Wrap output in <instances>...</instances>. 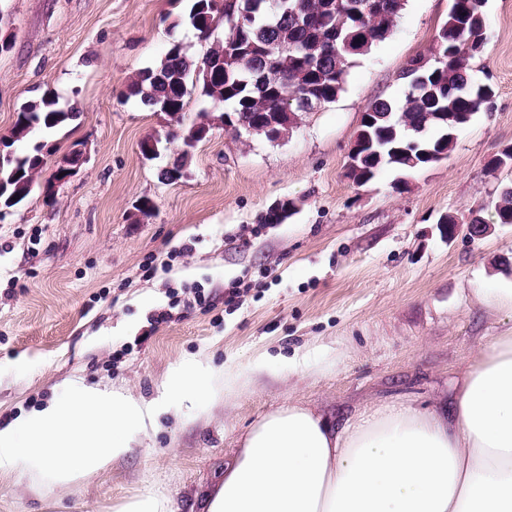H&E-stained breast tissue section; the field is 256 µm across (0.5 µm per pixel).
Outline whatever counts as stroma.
I'll return each instance as SVG.
<instances>
[{"label": "stroma", "mask_w": 512, "mask_h": 512, "mask_svg": "<svg viewBox=\"0 0 512 512\" xmlns=\"http://www.w3.org/2000/svg\"><path fill=\"white\" fill-rule=\"evenodd\" d=\"M191 0H0V136L24 103L53 91L78 113L50 137L87 159L54 185L53 166L0 215V420L43 406L63 382L160 397L181 361L218 372L227 397L182 402L152 439L77 489L26 471L0 482V512H119L154 496L189 512L231 461L239 435L291 401L340 425L358 413L450 404L477 352L512 330V225L485 237L448 232L441 215L481 210L512 184L488 160L512 147V0H483L486 46L472 62L495 95L461 128L447 157L396 191L397 171L348 177L361 114L404 101L398 78L431 46L449 0H406L390 35L355 57L336 100L270 140L214 125L186 176L160 171L181 150L170 120L122 96L129 77L172 44L201 61ZM159 138L143 157L141 141ZM151 199V217L135 206ZM294 201L280 224L266 214ZM250 286L228 310L229 288ZM268 369L252 375L255 360Z\"/></svg>", "instance_id": "1"}]
</instances>
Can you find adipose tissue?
<instances>
[{"label":"adipose tissue","instance_id":"obj_1","mask_svg":"<svg viewBox=\"0 0 512 512\" xmlns=\"http://www.w3.org/2000/svg\"><path fill=\"white\" fill-rule=\"evenodd\" d=\"M221 393L211 367L178 364L163 398L67 382L0 424V479L25 470L76 488L111 470L183 400ZM196 512H512V333L480 352L452 416L410 407L334 427L288 403L258 418Z\"/></svg>","mask_w":512,"mask_h":512}]
</instances>
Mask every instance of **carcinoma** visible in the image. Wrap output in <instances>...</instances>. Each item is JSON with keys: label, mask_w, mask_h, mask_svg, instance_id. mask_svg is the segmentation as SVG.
<instances>
[{"label": "carcinoma", "mask_w": 512, "mask_h": 512, "mask_svg": "<svg viewBox=\"0 0 512 512\" xmlns=\"http://www.w3.org/2000/svg\"><path fill=\"white\" fill-rule=\"evenodd\" d=\"M207 0H192L187 21L207 41L210 26L205 15ZM367 0H231L230 9L244 15L245 23L224 17V39L212 42L194 67L179 44L167 51L160 64L145 68L125 85L127 98L138 97L158 112L181 115L185 110L191 74L200 83L201 95L224 105V126L236 133L264 135L273 140L289 133L298 114L330 103L344 90L351 59L367 53L386 39L404 8V0H382L377 12L365 10ZM482 0H452L448 18L427 54L408 61L399 74L408 92L402 103L378 98L365 111V154L348 177L358 185L375 178L384 166L402 177L437 163L448 155L457 129L487 102L471 74L472 61L486 44L487 18ZM329 41L332 53L311 64L306 50ZM75 108H61L51 93L23 104L17 114L12 138L0 141L9 149L35 127L49 134L74 117ZM211 123L208 115L183 131L185 150L172 167L163 171L166 180L183 176L191 155L188 148L198 129ZM45 164L39 146L16 155L0 156V208L10 209L25 199L37 184ZM495 223L512 224V186L502 189L494 203Z\"/></svg>", "instance_id": "obj_1"}]
</instances>
